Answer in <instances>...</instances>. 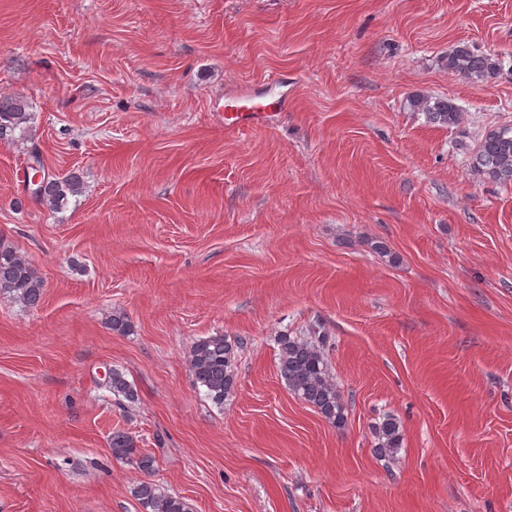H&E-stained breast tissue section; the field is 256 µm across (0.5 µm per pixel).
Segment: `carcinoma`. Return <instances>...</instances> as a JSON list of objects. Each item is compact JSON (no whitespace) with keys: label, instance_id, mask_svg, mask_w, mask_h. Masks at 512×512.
<instances>
[{"label":"carcinoma","instance_id":"1","mask_svg":"<svg viewBox=\"0 0 512 512\" xmlns=\"http://www.w3.org/2000/svg\"><path fill=\"white\" fill-rule=\"evenodd\" d=\"M448 72L475 85H485L498 78L501 61L491 54L477 53L460 42L442 57ZM408 108L425 116L427 122L450 129L461 125L464 113L449 98L413 94L407 99ZM33 117L29 103L19 96H0V139L26 140L31 137ZM470 174L483 181L499 185H512V123L487 130L479 139L469 161ZM79 177L68 174L62 178L44 175L32 192L33 200L50 212L63 209L68 197L81 193ZM45 283L32 263L17 249L0 246V295H7L28 308L39 305ZM110 329L126 335L132 325L122 311L112 312ZM326 336L278 337L279 374L285 387L306 404L313 407L327 422L340 428L345 425L346 408L328 360L322 351ZM241 343L231 342L216 334L197 339L190 348L188 363L194 384L205 390L207 397L217 406L232 396L237 386L235 372L236 352ZM105 387L113 395L132 404L138 393L124 373L112 369ZM378 449L394 457L402 447L401 422L385 416L375 427ZM112 457L130 464L144 473L153 469V458L137 446L133 436L115 431L110 439ZM133 495L145 512H190L189 504L162 486L141 481L133 487Z\"/></svg>","mask_w":512,"mask_h":512}]
</instances>
